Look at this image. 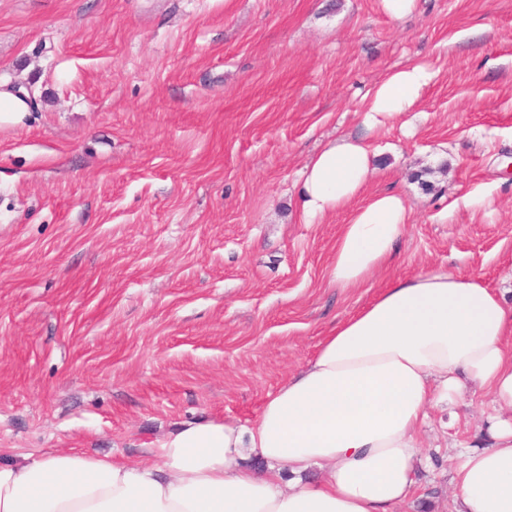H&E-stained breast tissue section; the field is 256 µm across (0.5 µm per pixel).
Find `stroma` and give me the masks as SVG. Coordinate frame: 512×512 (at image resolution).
Wrapping results in <instances>:
<instances>
[{
	"label": "stroma",
	"mask_w": 512,
	"mask_h": 512,
	"mask_svg": "<svg viewBox=\"0 0 512 512\" xmlns=\"http://www.w3.org/2000/svg\"><path fill=\"white\" fill-rule=\"evenodd\" d=\"M416 63L438 76L414 111L367 132L363 95ZM0 83L34 95L0 125L1 457L145 462L175 423H249L393 277L474 275L512 308V0H0ZM341 136L412 209L348 290L345 214L298 206ZM491 411L471 385L428 407L395 512H454Z\"/></svg>",
	"instance_id": "35a3bbf8"
}]
</instances>
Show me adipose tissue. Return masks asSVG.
I'll return each instance as SVG.
<instances>
[{
	"mask_svg": "<svg viewBox=\"0 0 512 512\" xmlns=\"http://www.w3.org/2000/svg\"><path fill=\"white\" fill-rule=\"evenodd\" d=\"M436 76L420 64L389 74L365 97L367 130L413 111ZM374 158L364 138L343 137L304 171V223L348 214L331 263L343 289L391 265L412 222L402 194H367ZM467 382L498 413L489 447L458 457L456 512H512V420L499 415L512 409V309L479 277L442 271L390 280L251 424H175L146 464L77 453L0 461V512H391L414 488L427 407ZM251 455L265 474L246 466ZM316 467L323 479H309Z\"/></svg>",
	"mask_w": 512,
	"mask_h": 512,
	"instance_id": "obj_1",
	"label": "adipose tissue"
}]
</instances>
